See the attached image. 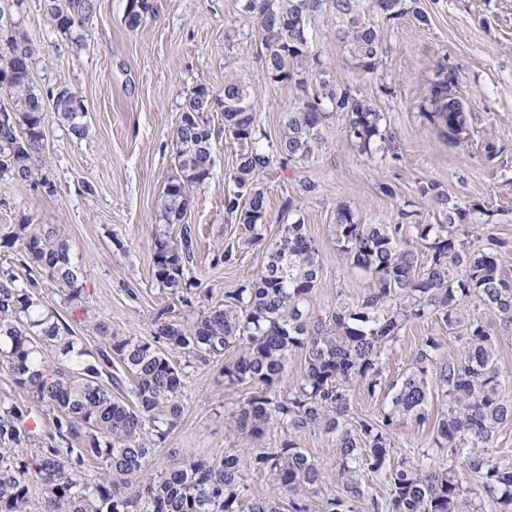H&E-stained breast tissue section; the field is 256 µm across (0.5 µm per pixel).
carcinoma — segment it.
Instances as JSON below:
<instances>
[{
    "label": "carcinoma",
    "instance_id": "cac0c4a2",
    "mask_svg": "<svg viewBox=\"0 0 512 512\" xmlns=\"http://www.w3.org/2000/svg\"><path fill=\"white\" fill-rule=\"evenodd\" d=\"M0 0V89L14 108L0 123V176L18 183L32 179L45 162L44 97L30 80V64L15 58V31L4 24ZM51 28L82 45L80 28L97 10V0H44ZM243 11L261 38L263 68L275 82H315V93L301 97L286 112L275 153L305 162L319 147L332 112L346 115V135L371 157L384 153L395 133L370 99L334 85L313 49L314 22L329 14L336 36L349 47L360 73L370 75L386 52L378 21L411 15L430 23L420 0H245ZM425 116L452 141L468 124L469 110L451 94L447 80L430 90ZM221 107L224 132L239 145L227 176L231 187L224 210L247 232L245 244L263 240L266 224L264 188L257 177L273 154L256 115L247 83L224 82V95L204 86L187 96L173 136L178 165L164 188L162 218L181 224L191 189L213 175V128L201 101ZM85 109L60 102L53 113L71 133L85 132ZM420 195L446 214L443 224H366L344 204L336 206V250L350 267L371 275L375 286L361 299L336 298L323 314L314 295L321 268L320 250L301 218L281 225L267 245V261L258 278L237 289L231 300L216 304L186 323H166L154 340L105 334L95 351L78 347L71 327L39 298V282L23 284L0 278V364L6 365L19 401L0 391V512H307L309 495L326 478L336 485L320 512H512V460L493 453L497 429L512 421V396L502 392L493 324L464 320L471 300L491 311L504 331L512 332V279L501 268L505 239L477 234L466 223L480 213L477 204L461 206L439 184L427 181ZM16 250L30 272L46 275L79 296L85 277L74 262L68 241L55 230L14 224L0 233V244ZM192 253L191 229L180 237L161 234L155 241L154 277L176 291L186 286ZM439 317L454 329L464 326L459 355L436 358L438 344L429 337L416 351L381 418L352 413L351 386L360 380L373 395L386 385L385 356L408 322ZM191 353L207 363L235 344L240 355L224 364V382L246 385L251 395L237 407L236 425L256 441L285 426L294 434L323 431L336 439L331 473L297 442L283 439L274 448H243L222 457L191 455L156 476L144 475L156 441L165 440L184 411L186 386L169 352ZM58 353L45 360L42 348ZM301 353V380L284 381L288 356ZM127 384L116 396L112 389ZM444 401L434 421L433 442L448 449V463L427 466L396 457L394 431L399 422L427 419L432 393ZM100 469L88 481V465ZM267 471L268 496L254 498L242 468ZM388 489L377 495L376 487Z\"/></svg>",
    "mask_w": 512,
    "mask_h": 512
}]
</instances>
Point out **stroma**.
<instances>
[{
    "mask_svg": "<svg viewBox=\"0 0 512 512\" xmlns=\"http://www.w3.org/2000/svg\"><path fill=\"white\" fill-rule=\"evenodd\" d=\"M150 2L151 10L132 30L131 0H98L95 15L83 25L79 49L49 26L42 0H23L15 16L18 32L35 49L34 86L75 91L87 109V132L78 139L47 119L45 161L38 173L23 184L0 179V225L34 224L66 236L84 272L85 292L69 300L63 286L46 280L39 294L45 307L73 327L80 346H99L101 325L121 336L153 338L160 325L186 322L207 303L224 302L251 284L289 199L320 249L321 310L332 307L337 295L355 300L373 286L368 274L350 268L336 251L332 222L338 204L369 223H399L405 209L415 223L440 224L441 211L419 194L422 182L434 181L459 204H480L469 223L512 241V0H423L430 25L420 27L409 16L382 24L388 51L376 73L365 78L337 40L334 24L318 17L314 47L330 78L357 96L376 99L396 139L391 156L369 158L347 138L343 116L331 113L324 141L309 161H276L262 174L268 217L263 243L245 245L243 226L224 211L226 177L239 146L225 134L221 112H211L215 168L212 178L194 189L185 217L193 232L188 286L170 293L154 278L153 257L157 235L180 233L179 225L164 223L159 200L176 171L172 138L187 95L198 86L222 93L225 77L241 75L261 127L274 139L302 92L295 82L266 76L244 0ZM441 78L469 108L468 125L456 143L425 116L430 89ZM303 179L318 186L311 196L296 194ZM430 337L439 344L440 359L456 356L462 345L458 330L436 317L411 321L387 352V381L408 371ZM234 358L229 348L203 365L191 354L172 352L186 385V408L178 427L158 444L148 473L194 453L225 455L254 447L237 429L233 413L250 389L224 382V364ZM441 409V399L432 398L428 421L408 419L397 427L399 455L424 452L428 465L445 462L433 443L432 419Z\"/></svg>",
    "mask_w": 512,
    "mask_h": 512,
    "instance_id": "stroma-1",
    "label": "stroma"
}]
</instances>
